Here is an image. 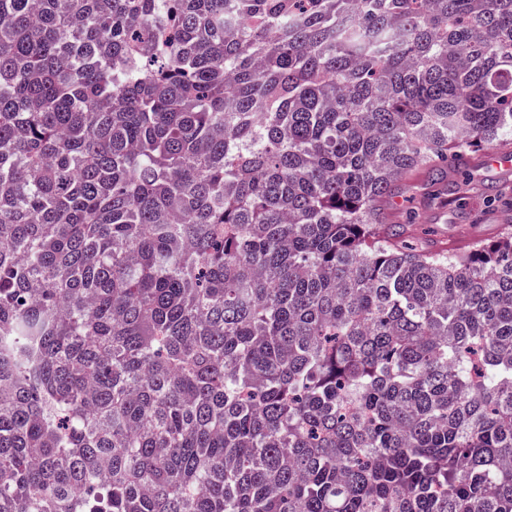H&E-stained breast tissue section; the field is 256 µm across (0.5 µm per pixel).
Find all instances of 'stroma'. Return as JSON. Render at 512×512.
I'll use <instances>...</instances> for the list:
<instances>
[{
	"label": "stroma",
	"instance_id": "obj_1",
	"mask_svg": "<svg viewBox=\"0 0 512 512\" xmlns=\"http://www.w3.org/2000/svg\"><path fill=\"white\" fill-rule=\"evenodd\" d=\"M443 181L432 182L417 172L398 189L402 209L392 211L394 223H411L426 237L453 251L489 242L512 224V169L490 165L485 153L452 160Z\"/></svg>",
	"mask_w": 512,
	"mask_h": 512
}]
</instances>
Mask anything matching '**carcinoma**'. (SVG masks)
Listing matches in <instances>:
<instances>
[{
  "instance_id": "cac0c4a2",
  "label": "carcinoma",
  "mask_w": 512,
  "mask_h": 512,
  "mask_svg": "<svg viewBox=\"0 0 512 512\" xmlns=\"http://www.w3.org/2000/svg\"><path fill=\"white\" fill-rule=\"evenodd\" d=\"M503 141L512 0H0V512H512ZM498 147L470 154L464 162L449 160L447 175L434 184L423 170L401 183L394 202L406 206L391 209L393 224H414L433 242L448 250L466 251L475 242H490L507 224H512V165L510 149H502L486 160ZM453 170H455L453 172ZM441 193V201L430 203L433 194ZM506 197L509 204H504ZM411 215V219H409Z\"/></svg>"
}]
</instances>
